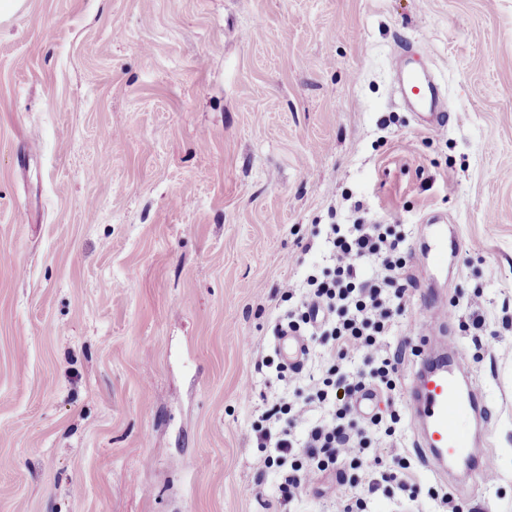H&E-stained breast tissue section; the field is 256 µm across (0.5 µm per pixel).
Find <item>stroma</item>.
<instances>
[{
	"mask_svg": "<svg viewBox=\"0 0 512 512\" xmlns=\"http://www.w3.org/2000/svg\"><path fill=\"white\" fill-rule=\"evenodd\" d=\"M406 39L444 128L393 96ZM357 203L416 253L427 215L453 225L497 476L442 504L400 388L355 492L397 454L418 497L371 512H512V0H23L0 22V512H343L325 474L280 504L252 424L290 390L255 371L281 284L330 267ZM407 272L403 376L428 293Z\"/></svg>",
	"mask_w": 512,
	"mask_h": 512,
	"instance_id": "1",
	"label": "stroma"
}]
</instances>
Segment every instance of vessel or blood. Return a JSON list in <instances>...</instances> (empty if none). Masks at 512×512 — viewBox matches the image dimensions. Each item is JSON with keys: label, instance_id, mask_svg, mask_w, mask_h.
Instances as JSON below:
<instances>
[{"label": "vessel or blood", "instance_id": "obj_1", "mask_svg": "<svg viewBox=\"0 0 512 512\" xmlns=\"http://www.w3.org/2000/svg\"><path fill=\"white\" fill-rule=\"evenodd\" d=\"M416 52L412 44L400 45L391 58V67L398 97L413 112L419 127L431 130L444 125L451 103L432 74L410 67L408 58ZM428 224L434 245L425 258L435 268H445L448 227L435 217ZM425 310L426 326L415 332L422 367L408 390L419 447L430 471L447 479L450 486L461 487L476 479L490 483L495 473L488 455L479 447L480 430L487 423L485 394L471 381L460 356H450L447 368L426 372L436 336L451 327L452 317L447 306L430 300L426 301ZM304 345V337L287 333L278 337L276 350L284 363L292 365L301 360Z\"/></svg>", "mask_w": 512, "mask_h": 512}]
</instances>
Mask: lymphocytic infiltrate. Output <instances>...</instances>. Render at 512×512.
Masks as SVG:
<instances>
[{
  "label": "lymphocytic infiltrate",
  "mask_w": 512,
  "mask_h": 512,
  "mask_svg": "<svg viewBox=\"0 0 512 512\" xmlns=\"http://www.w3.org/2000/svg\"><path fill=\"white\" fill-rule=\"evenodd\" d=\"M324 243L332 270L285 281L286 294L297 297L298 304L273 327L277 334L289 329L318 337L323 347L317 357L320 374L309 373L315 357L308 352L296 366L277 365L278 375L288 377L295 388L265 415V425L257 431L259 446L276 451L272 464L284 499L304 487L310 476L338 463L357 466L377 434L394 433L401 420L389 408L360 424L351 410L366 390L388 393L397 386L401 356L388 354L384 341L396 328L394 316L402 312L410 284L404 274L407 239L393 235L389 225L357 217L349 224L329 225ZM358 355L364 358V370L346 371L345 362ZM411 474L405 460L398 468L383 469L363 497L348 494L349 482L340 474L336 496L344 502V512H367L381 484L414 490Z\"/></svg>",
  "instance_id": "f902f5d3"
}]
</instances>
